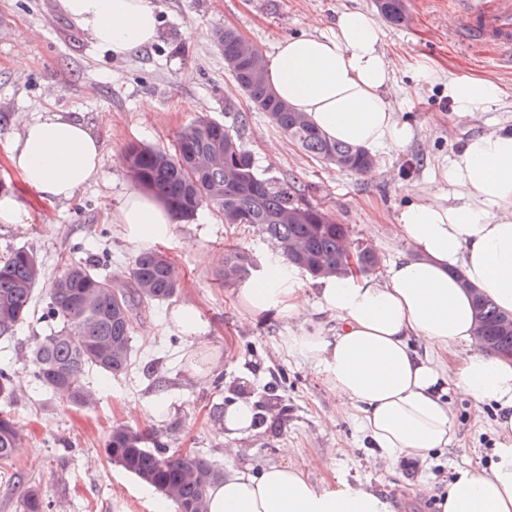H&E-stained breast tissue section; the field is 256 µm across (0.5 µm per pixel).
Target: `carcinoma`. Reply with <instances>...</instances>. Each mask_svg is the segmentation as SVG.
<instances>
[{
    "label": "carcinoma",
    "mask_w": 512,
    "mask_h": 512,
    "mask_svg": "<svg viewBox=\"0 0 512 512\" xmlns=\"http://www.w3.org/2000/svg\"><path fill=\"white\" fill-rule=\"evenodd\" d=\"M380 16L394 25L408 22L405 0H375ZM226 69L252 107L309 157L340 171L369 175L376 168L370 151L334 141L316 128L305 113L295 111L272 89L262 51L238 54L240 35L226 28L219 34ZM135 183L168 207L177 221L193 219L210 206L226 224H254L293 265L312 278L340 275L349 268L352 249L348 231L310 202L296 182L260 175L239 130L201 116L177 134L173 150L131 143L124 153ZM360 272L376 270L380 257L372 249L359 251ZM103 262L67 263L46 297L44 315L54 322L43 336L31 339L28 361L35 381L62 403L81 405L90 394L81 384L86 370L117 377L131 365L132 333L143 303L166 301L181 287V276L162 249L137 254L121 278L99 271ZM260 271L256 258L243 250H228L217 274L224 286ZM43 263L26 249L0 259V339L14 336L27 320ZM476 321L488 336L489 351L512 356V313L501 311L490 297L474 298ZM17 387L9 368L0 367V463L9 461L23 440L11 416ZM112 461L139 481L153 487L177 512H209L208 495L223 472L214 462L172 451L136 426L116 423L106 440ZM50 503L34 486L26 487L21 512H47Z\"/></svg>",
    "instance_id": "cac0c4a2"
}]
</instances>
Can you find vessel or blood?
Here are the masks:
<instances>
[{
    "label": "vessel or blood",
    "instance_id": "obj_1",
    "mask_svg": "<svg viewBox=\"0 0 512 512\" xmlns=\"http://www.w3.org/2000/svg\"><path fill=\"white\" fill-rule=\"evenodd\" d=\"M456 25L453 36L475 46H488L512 62V0H451Z\"/></svg>",
    "mask_w": 512,
    "mask_h": 512
}]
</instances>
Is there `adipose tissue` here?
<instances>
[{
  "label": "adipose tissue",
  "mask_w": 512,
  "mask_h": 512,
  "mask_svg": "<svg viewBox=\"0 0 512 512\" xmlns=\"http://www.w3.org/2000/svg\"><path fill=\"white\" fill-rule=\"evenodd\" d=\"M58 8L116 59L164 36L152 0H58ZM382 40L372 16L341 11L330 34L282 40L267 63L268 81L328 138L374 150L401 148L414 130L390 101L395 67ZM500 94L487 78L448 82L461 119ZM94 127L73 112H42L8 138L7 160L39 200L67 202L102 168L104 145ZM442 177L449 197L401 209L398 233L416 254L392 262L383 278L352 272L318 280L310 292L295 267L275 259L262 277L239 288L236 300L249 317L290 321L289 353L319 374L388 460L422 463L450 445L448 390L494 405L502 442L489 468H455L436 508L512 512V359L491 355L475 339L468 293L479 288L512 311V131L472 136ZM107 214L132 243H163L173 234L171 212L140 189L125 193ZM313 309L335 319V334L316 325ZM414 336L425 341L427 353L410 347ZM457 345L463 354L446 362L449 347ZM209 512L394 510L358 483L313 486L303 467L283 454L258 469H226L210 490Z\"/></svg>",
  "instance_id": "1"
}]
</instances>
